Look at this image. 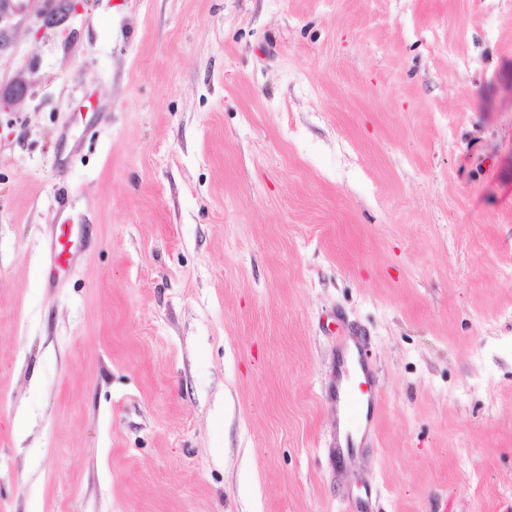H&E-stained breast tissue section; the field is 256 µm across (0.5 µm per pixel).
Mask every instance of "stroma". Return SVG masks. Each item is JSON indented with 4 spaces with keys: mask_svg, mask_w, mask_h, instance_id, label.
<instances>
[{
    "mask_svg": "<svg viewBox=\"0 0 512 512\" xmlns=\"http://www.w3.org/2000/svg\"><path fill=\"white\" fill-rule=\"evenodd\" d=\"M44 9H0V512H512V0ZM358 365L366 381L360 382L359 388L357 389L352 388L347 382L345 385H341V387L343 389L344 403L350 420L361 423L363 417H365L367 421L373 419L376 403L370 397L364 398L368 393L364 392L361 386L368 382L371 374L360 358H358Z\"/></svg>",
    "mask_w": 512,
    "mask_h": 512,
    "instance_id": "stroma-1",
    "label": "stroma"
}]
</instances>
